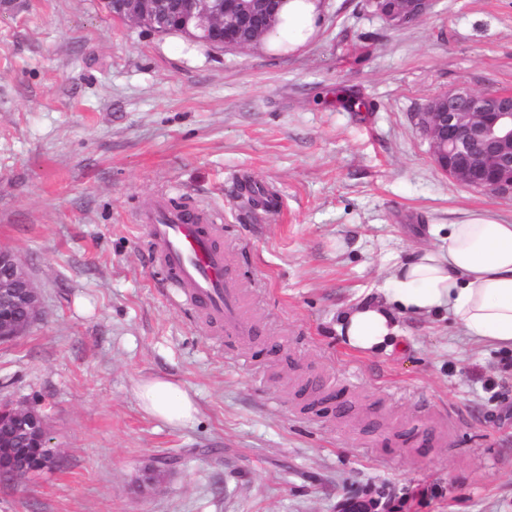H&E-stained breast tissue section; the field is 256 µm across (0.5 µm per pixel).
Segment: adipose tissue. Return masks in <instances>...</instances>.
Listing matches in <instances>:
<instances>
[{"label": "adipose tissue", "instance_id": "obj_1", "mask_svg": "<svg viewBox=\"0 0 512 512\" xmlns=\"http://www.w3.org/2000/svg\"><path fill=\"white\" fill-rule=\"evenodd\" d=\"M447 313L472 340L512 350V224L489 210L449 225L435 247L413 250L394 265L381 298L346 307L337 331L345 343L374 354L396 346L404 315ZM141 406L171 425L191 419V396L154 377L138 390Z\"/></svg>", "mask_w": 512, "mask_h": 512}]
</instances>
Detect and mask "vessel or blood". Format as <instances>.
<instances>
[{
  "instance_id": "1",
  "label": "vessel or blood",
  "mask_w": 512,
  "mask_h": 512,
  "mask_svg": "<svg viewBox=\"0 0 512 512\" xmlns=\"http://www.w3.org/2000/svg\"><path fill=\"white\" fill-rule=\"evenodd\" d=\"M139 220L148 227L156 259L169 269L188 302L237 329L243 307L225 281L224 254L213 244L218 215L194 205H163L142 213Z\"/></svg>"
}]
</instances>
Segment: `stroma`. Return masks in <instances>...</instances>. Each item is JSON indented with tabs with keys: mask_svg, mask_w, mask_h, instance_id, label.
<instances>
[{
	"mask_svg": "<svg viewBox=\"0 0 512 512\" xmlns=\"http://www.w3.org/2000/svg\"><path fill=\"white\" fill-rule=\"evenodd\" d=\"M512 89V0H433L389 27L321 0L301 44L210 48L101 0L0 9V248L41 297L0 343V400L47 416L60 470L0 482V512H512V351L400 319L393 351L345 344L339 311L471 212L512 200L451 181L414 121L434 95ZM281 197L248 205L244 182ZM184 199L214 239L247 333L180 304L137 217ZM280 345L265 350L266 340ZM195 400L146 413L140 383ZM422 427L426 441L397 435ZM151 492L133 485L146 463ZM141 406L152 416L171 425L191 419L196 406L191 396L165 377H154L138 390ZM378 497L366 494L364 497L350 498L339 504L338 512H389L388 503Z\"/></svg>",
	"mask_w": 512,
	"mask_h": 512,
	"instance_id": "stroma-1",
	"label": "stroma"
}]
</instances>
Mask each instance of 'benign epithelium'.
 Segmentation results:
<instances>
[{
  "label": "benign epithelium",
  "instance_id": "7a95c632",
  "mask_svg": "<svg viewBox=\"0 0 512 512\" xmlns=\"http://www.w3.org/2000/svg\"><path fill=\"white\" fill-rule=\"evenodd\" d=\"M153 0H113L126 19L148 24ZM285 0H169L167 15L194 23L206 41L224 34V48L244 49L278 13ZM375 14L397 28L421 18L430 0H368ZM417 126L429 142L434 164L452 181L500 199L512 200V91L476 93L459 88L430 98L416 114ZM41 299L15 252L0 249V342L28 330L40 313ZM0 455L9 463L0 477L14 480L59 468L60 458L42 411L30 404L0 405ZM155 465L143 468L137 489L146 492L159 481ZM338 512H388L382 497L365 495L339 504Z\"/></svg>",
  "mask_w": 512,
  "mask_h": 512
}]
</instances>
